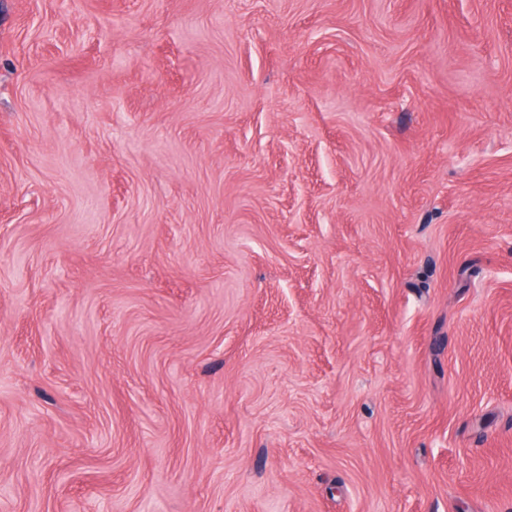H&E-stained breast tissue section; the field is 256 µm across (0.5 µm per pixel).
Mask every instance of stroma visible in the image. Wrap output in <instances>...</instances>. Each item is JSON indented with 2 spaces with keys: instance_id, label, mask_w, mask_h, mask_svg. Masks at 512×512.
I'll return each instance as SVG.
<instances>
[{
  "instance_id": "obj_1",
  "label": "stroma",
  "mask_w": 512,
  "mask_h": 512,
  "mask_svg": "<svg viewBox=\"0 0 512 512\" xmlns=\"http://www.w3.org/2000/svg\"><path fill=\"white\" fill-rule=\"evenodd\" d=\"M0 512H512V0H0Z\"/></svg>"
}]
</instances>
